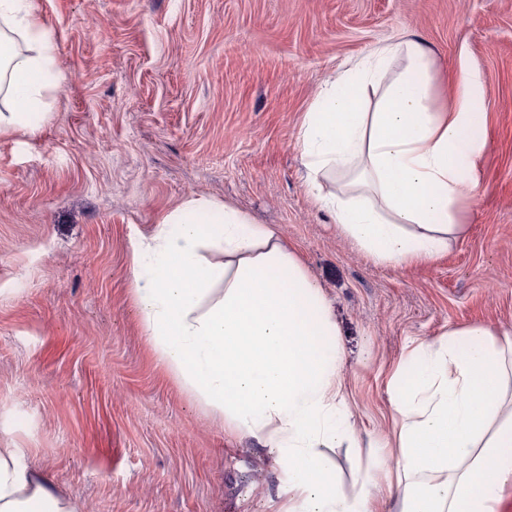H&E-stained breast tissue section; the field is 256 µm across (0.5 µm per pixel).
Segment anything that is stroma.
I'll return each mask as SVG.
<instances>
[{
    "instance_id": "1",
    "label": "stroma",
    "mask_w": 512,
    "mask_h": 512,
    "mask_svg": "<svg viewBox=\"0 0 512 512\" xmlns=\"http://www.w3.org/2000/svg\"><path fill=\"white\" fill-rule=\"evenodd\" d=\"M56 85L0 137V447L80 512H270L288 480L157 359L134 244L191 197L275 225L322 290L352 440L348 494L394 427L389 380L421 342L512 328V0H37ZM413 32L477 76L478 188L439 259L378 264L311 192L298 133L327 82Z\"/></svg>"
}]
</instances>
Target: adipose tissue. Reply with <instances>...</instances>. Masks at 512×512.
Returning a JSON list of instances; mask_svg holds the SVG:
<instances>
[{
  "mask_svg": "<svg viewBox=\"0 0 512 512\" xmlns=\"http://www.w3.org/2000/svg\"><path fill=\"white\" fill-rule=\"evenodd\" d=\"M56 50L36 0H0V135L42 111ZM376 85L383 92L370 110ZM435 85L431 47L407 34L333 80L302 123L318 203L379 263L434 261L464 229L462 187L485 114L467 70L448 107L435 108ZM337 175L340 190L322 192ZM212 248L223 261L208 258ZM132 264L159 359L225 434L256 440L287 471L273 512H374V469L350 496L321 453L350 428L343 355L320 288L277 229L191 198L134 247ZM412 359L419 371L395 370L389 382L399 512H500L512 497V330L452 328ZM26 456L0 448V512H79Z\"/></svg>",
  "mask_w": 512,
  "mask_h": 512,
  "instance_id": "adipose-tissue-1",
  "label": "adipose tissue"
}]
</instances>
